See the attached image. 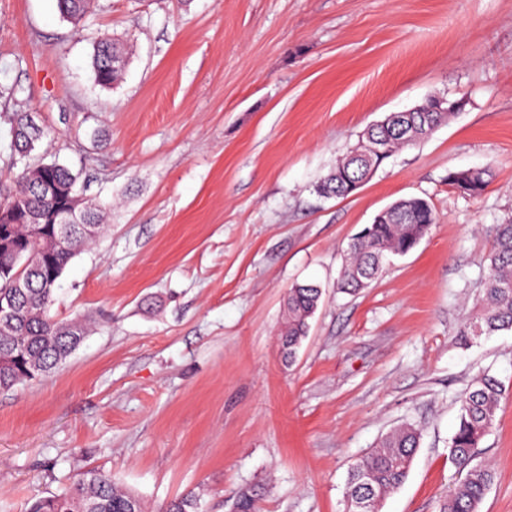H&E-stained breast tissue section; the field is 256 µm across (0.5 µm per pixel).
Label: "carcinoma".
Instances as JSON below:
<instances>
[{"label": "carcinoma", "instance_id": "cac0c4a2", "mask_svg": "<svg viewBox=\"0 0 512 512\" xmlns=\"http://www.w3.org/2000/svg\"><path fill=\"white\" fill-rule=\"evenodd\" d=\"M90 0H57L61 18L79 25L84 20ZM129 50L106 35L94 43L92 69L95 82L110 88L123 77ZM425 112L411 113L412 128L405 136H397L373 125L361 141L350 148L329 173L316 185V192L325 197H345L352 193L349 181L358 176L352 165V154L364 149L369 138L383 141L389 152L415 144L429 137L447 122L453 112H436V97L426 99ZM11 151H32L47 131L32 123L26 112H14L9 118ZM47 181L57 185L60 196L44 192ZM491 181V172L480 170L479 176L466 181L462 194L481 196ZM76 175L61 164L51 169L28 163L16 177L18 189H0V212L13 213V236L25 238L28 223L47 216L60 202H66L69 188L75 186ZM87 223L95 225L96 235H78L56 247L41 245V250H28L27 265L19 268L13 255L0 251V303L9 298L13 327L9 333L0 331V389L50 376L77 349L87 335L88 327L80 317L59 321L50 316L57 282L46 279L48 267L65 270L68 263L85 246L105 230L97 211L86 207ZM435 223L431 203L425 198L402 200V209L384 216L370 226L369 234L353 239L348 258L338 282L339 288L356 292L378 275L389 254L410 252ZM492 252L487 273L481 281L480 308L474 320L460 332V339L512 331V222L494 224L490 228ZM28 279L30 287L15 293L10 279L15 274ZM321 288L314 284H295L288 289L285 309L288 323L282 332L284 358L293 360L296 349L308 334V319L315 313ZM505 394L502 382L487 371L478 374L460 400L458 426L450 442V454L464 478L448 487L441 512H480V505L496 474L491 465L475 461V448L495 424L496 413ZM420 443V432L403 425L383 438L376 448L356 463L346 487V512H380V504L406 480ZM261 491L245 487L237 495L233 512H256ZM25 512H145L144 504L134 491L118 485L112 474L101 469L77 468L70 483L61 492L41 497L27 505ZM159 512H203L199 497L188 492L169 501Z\"/></svg>", "mask_w": 512, "mask_h": 512}]
</instances>
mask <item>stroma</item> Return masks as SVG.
I'll use <instances>...</instances> for the list:
<instances>
[{
    "label": "stroma",
    "mask_w": 512,
    "mask_h": 512,
    "mask_svg": "<svg viewBox=\"0 0 512 512\" xmlns=\"http://www.w3.org/2000/svg\"><path fill=\"white\" fill-rule=\"evenodd\" d=\"M134 52L96 85L99 35ZM462 107L356 193L315 184L384 115L430 96ZM49 135L107 232L66 267L51 315L95 330L49 377L0 390V512L59 491L73 464L111 472L147 512L187 492L231 512H345L354 463L394 428L421 433L382 512H440L480 372L505 395L478 450L481 512H512V331L459 340L512 221V0H0V187L19 170L9 113ZM490 169L473 199L452 171ZM436 222L366 288L337 286L352 238L394 201ZM322 289L294 363L289 288ZM61 18L65 21H75L74 27H79L84 20L88 9L89 0H56ZM70 23V22H69ZM78 25V26H77Z\"/></svg>",
    "instance_id": "1"
}]
</instances>
